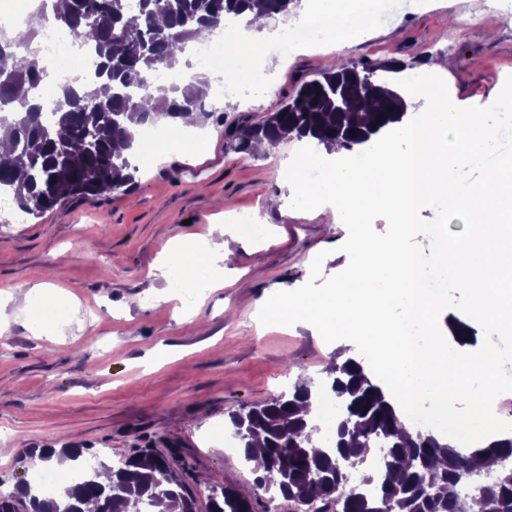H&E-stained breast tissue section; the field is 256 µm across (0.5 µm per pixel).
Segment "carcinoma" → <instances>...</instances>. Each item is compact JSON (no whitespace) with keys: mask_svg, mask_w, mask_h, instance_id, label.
<instances>
[{"mask_svg":"<svg viewBox=\"0 0 512 512\" xmlns=\"http://www.w3.org/2000/svg\"><path fill=\"white\" fill-rule=\"evenodd\" d=\"M255 0H67L57 25L70 31L79 48L99 59L101 91L78 95L70 86L43 120L33 94L47 77L39 31L16 37L0 29V131L11 152L0 153V192L12 197L26 216L39 218L69 201L130 189L135 185L130 157L116 151L132 147L135 127L194 112L205 123L208 83L152 88L160 66L176 67L179 54L203 32L224 28L227 18L247 17ZM265 16H287L298 0H262ZM407 64L343 62L304 80L281 111L258 120L241 116L224 127L235 152L254 153V143L277 145L286 133L326 149L349 151L396 128L405 105L383 88L377 72H399ZM285 116H280V112ZM324 387L337 399L330 438L316 442V420L299 414L311 398L310 383L240 408L229 415L251 468L253 487L212 490L209 512H258L260 495L288 503L289 512H512V434L484 440L473 451L440 441L432 434L404 430L394 406L357 360L333 362ZM383 450L377 471L365 448ZM84 473V481L55 498L32 492L28 483L0 492V512H195L191 489L174 460L148 446L108 465L99 454L64 447ZM487 459L479 466L477 457ZM112 482L97 481L100 471ZM477 487L463 492L465 477Z\"/></svg>","mask_w":512,"mask_h":512,"instance_id":"carcinoma-1","label":"carcinoma"}]
</instances>
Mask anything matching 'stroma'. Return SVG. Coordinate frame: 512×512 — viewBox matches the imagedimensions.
<instances>
[{"label":"stroma","mask_w":512,"mask_h":512,"mask_svg":"<svg viewBox=\"0 0 512 512\" xmlns=\"http://www.w3.org/2000/svg\"><path fill=\"white\" fill-rule=\"evenodd\" d=\"M400 0L398 9L345 43L274 53L260 66L262 88L245 86L237 112L214 104L205 124L212 139L193 153H152L139 164L136 186L67 204L39 219L9 220L0 201V292L42 284L55 316L45 333L32 309L0 307V489L31 478L34 448H94L107 462L150 446L177 450L198 512L211 489L250 487L253 475L234 449L232 412L291 389L301 379L323 386L324 365L337 351L358 357L348 341L325 343L316 329L262 325L257 314L273 293L307 282L310 263L326 252L323 276L342 271L348 236L330 206L298 216L272 210L287 196L286 168L294 139L240 158L222 133L237 114L278 111L301 78H315L329 59L441 63L457 106L485 107L512 75V0ZM499 14L494 34L479 28L449 39L459 12ZM259 214L275 242L243 237L222 265V286L205 284L184 303L156 268L188 259L191 241L216 244L213 225L228 212ZM187 239L181 253L173 246Z\"/></svg>","instance_id":"1"}]
</instances>
